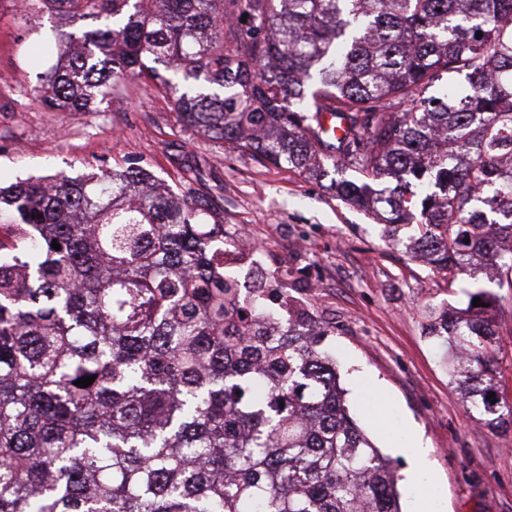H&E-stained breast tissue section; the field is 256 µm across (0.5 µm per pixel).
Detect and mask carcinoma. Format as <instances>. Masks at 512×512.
<instances>
[{
  "instance_id": "carcinoma-1",
  "label": "carcinoma",
  "mask_w": 512,
  "mask_h": 512,
  "mask_svg": "<svg viewBox=\"0 0 512 512\" xmlns=\"http://www.w3.org/2000/svg\"><path fill=\"white\" fill-rule=\"evenodd\" d=\"M39 2L112 17L57 33L51 109L179 77L184 127L327 182L406 253L469 274L466 308L424 334L479 421L512 423L478 278L512 288V0ZM0 228V512H401L394 461L319 349L329 329L204 195L142 166L59 171L0 186Z\"/></svg>"
}]
</instances>
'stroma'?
<instances>
[{
    "label": "stroma",
    "mask_w": 512,
    "mask_h": 512,
    "mask_svg": "<svg viewBox=\"0 0 512 512\" xmlns=\"http://www.w3.org/2000/svg\"><path fill=\"white\" fill-rule=\"evenodd\" d=\"M55 23L37 0L25 13L0 0V180L141 165L171 186L203 190L223 209L225 230L261 247L267 269L285 273L289 293L329 327L352 416L399 463L402 512H512V424L479 423L447 348L423 333L429 310L465 306L469 276L433 272L321 183L187 130L171 92L152 80L118 81L90 112L48 108L36 87L57 52ZM490 290L500 343L488 357L512 403V288Z\"/></svg>",
    "instance_id": "stroma-1"
}]
</instances>
